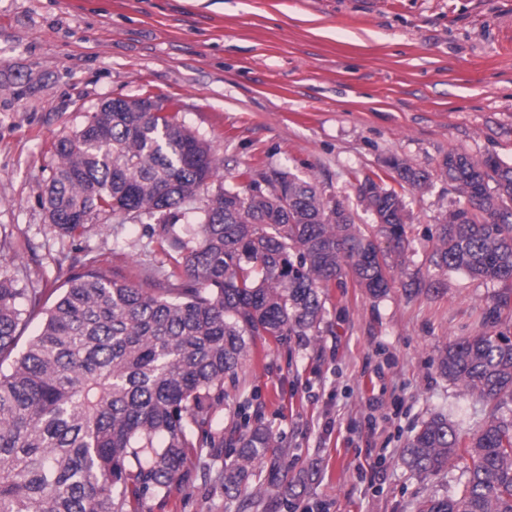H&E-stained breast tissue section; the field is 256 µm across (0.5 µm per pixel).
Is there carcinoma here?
I'll list each match as a JSON object with an SVG mask.
<instances>
[{"mask_svg": "<svg viewBox=\"0 0 512 512\" xmlns=\"http://www.w3.org/2000/svg\"><path fill=\"white\" fill-rule=\"evenodd\" d=\"M61 163L42 197L52 227L71 236L107 210L160 214L150 228L162 252L143 288L94 269L72 274L47 310L37 292L0 273V512H142L166 498L202 455L224 453V432L197 430L224 403L249 341L306 336L321 294L347 273L374 297L391 287V266L376 236L402 253L405 203L367 176L358 187L376 235L363 232L340 202L310 181L275 169L239 174L246 191L229 198L215 184L210 144L175 116L103 108L55 144ZM391 179L418 191L432 173L393 157ZM438 168L469 207L452 210L432 234L436 270L512 283V166L492 156L450 152ZM495 192H489V183ZM215 189H209V186ZM211 190L197 224L177 223L181 208ZM39 332L18 343L27 321ZM441 373L490 406L462 439L452 421H421L402 461L419 474L468 457L454 494L427 497L418 512H512V339L472 336L444 348ZM276 448L260 425L229 449L224 495L235 498L256 465Z\"/></svg>", "mask_w": 512, "mask_h": 512, "instance_id": "carcinoma-1", "label": "carcinoma"}]
</instances>
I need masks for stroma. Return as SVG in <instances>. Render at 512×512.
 <instances>
[{
  "mask_svg": "<svg viewBox=\"0 0 512 512\" xmlns=\"http://www.w3.org/2000/svg\"><path fill=\"white\" fill-rule=\"evenodd\" d=\"M154 93L210 143L225 187L241 171L278 169L343 202L356 224L365 176L397 157L434 174L408 188L395 281L371 297L354 280L325 291L316 331L259 338L224 383L213 417L225 443L255 422L278 440V479L253 477L225 497L224 461L193 474L150 512H416L452 494L466 460L423 477L401 461L415 427L447 415L461 432L487 408L437 367L446 345L512 337V310L489 316L500 285L432 263L434 227L465 198L436 173L451 152L512 165V0H0V269L62 293L63 255L147 284L165 256L146 226L111 214L59 235L41 204L73 136L113 97Z\"/></svg>",
  "mask_w": 512,
  "mask_h": 512,
  "instance_id": "stroma-1",
  "label": "stroma"
}]
</instances>
